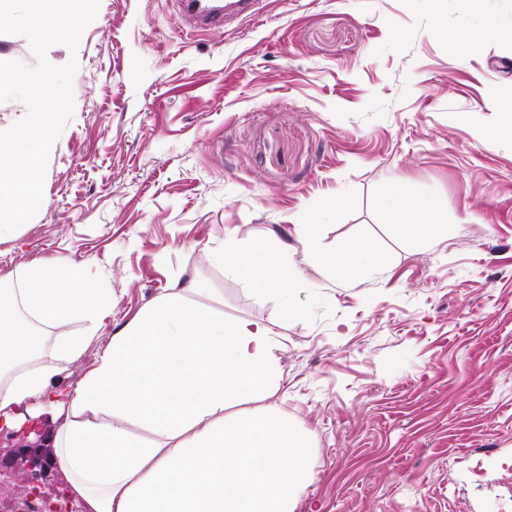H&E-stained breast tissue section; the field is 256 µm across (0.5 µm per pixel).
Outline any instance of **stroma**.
<instances>
[{"mask_svg":"<svg viewBox=\"0 0 512 512\" xmlns=\"http://www.w3.org/2000/svg\"><path fill=\"white\" fill-rule=\"evenodd\" d=\"M256 18L191 30L173 0H100L77 50L74 111L38 213L0 234V284L26 264L93 266L112 294L107 338L153 299L265 324L282 378L262 406L310 437L294 512H512V0H264ZM494 17L474 54L450 37ZM442 202L445 231L398 236L393 188ZM353 242L372 271L310 261ZM262 241L293 290L261 293L224 262ZM0 444V501L61 507Z\"/></svg>","mask_w":512,"mask_h":512,"instance_id":"stroma-1","label":"stroma"}]
</instances>
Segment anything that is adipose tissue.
<instances>
[{"label": "adipose tissue", "instance_id": "adipose-tissue-1", "mask_svg": "<svg viewBox=\"0 0 512 512\" xmlns=\"http://www.w3.org/2000/svg\"><path fill=\"white\" fill-rule=\"evenodd\" d=\"M380 206L413 243H434L444 231L437 197L394 193ZM224 258L258 290L288 280L287 261L263 247ZM19 305L42 323L72 316L95 323L112 296L91 267L46 260L28 264L21 287L0 297V423L19 428L18 409L34 401L51 414L54 464L79 512H293L308 472L307 435L265 411L222 417L226 404L260 401L278 386L268 327L226 324L171 294L143 308L61 388L57 376L78 362L90 337H58L43 362L16 324ZM128 422L144 436L126 431Z\"/></svg>", "mask_w": 512, "mask_h": 512}]
</instances>
